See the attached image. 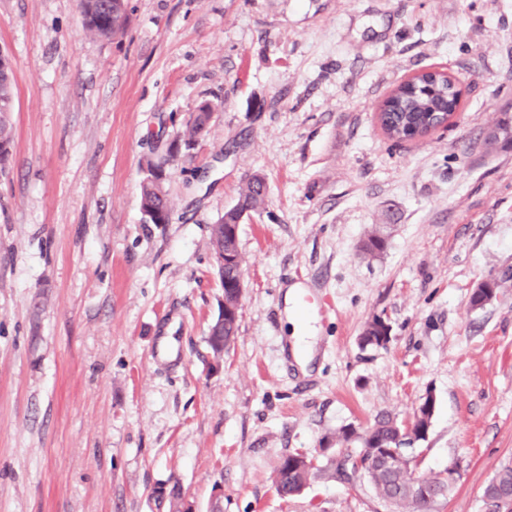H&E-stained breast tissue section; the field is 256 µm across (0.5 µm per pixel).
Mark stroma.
Returning <instances> with one entry per match:
<instances>
[{"instance_id": "35a3bbf8", "label": "stroma", "mask_w": 512, "mask_h": 512, "mask_svg": "<svg viewBox=\"0 0 512 512\" xmlns=\"http://www.w3.org/2000/svg\"><path fill=\"white\" fill-rule=\"evenodd\" d=\"M125 3L97 40L77 0H0V512H171L175 493L196 512H386L335 479L281 499L273 471L289 452L325 464L341 429L409 423L429 396L419 469L459 472L433 512H484L512 460V145L485 142L512 120V0ZM432 67L459 112L393 142L382 100ZM204 102L209 133L184 147ZM150 159L166 224L143 221ZM256 174L266 205L238 228L239 332L217 361L211 228ZM295 283L318 337L305 373ZM376 317L389 341L362 347ZM8 52L0 49V165L10 152V114L14 111V76Z\"/></svg>"}]
</instances>
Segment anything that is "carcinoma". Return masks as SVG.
<instances>
[{
	"label": "carcinoma",
	"mask_w": 512,
	"mask_h": 512,
	"mask_svg": "<svg viewBox=\"0 0 512 512\" xmlns=\"http://www.w3.org/2000/svg\"><path fill=\"white\" fill-rule=\"evenodd\" d=\"M85 32L92 38L109 39L125 23L123 0H79ZM448 79L442 72H423L412 84L398 85L389 102L380 107L379 122L392 140L403 142L413 135L428 133L431 127L444 119L448 112ZM14 111V76L8 52L0 49V165L10 152V114ZM212 108L203 103L188 127L184 144L189 146L206 135ZM163 165L148 161L141 185V209L145 222L167 224L172 207L163 189ZM266 184L262 177L253 176L242 190L234 208L225 212L212 225L213 256L224 255V268L217 274L224 279V299L239 307V299L229 284L242 276L244 258L238 248L235 226L244 213L260 210L264 205ZM389 341L388 327L376 318L363 331L362 342L383 347ZM434 411L432 397L420 405L412 426L405 427L389 413L378 415L372 427L363 435L348 427L336 435L339 443H360L355 456L360 464L350 459L330 458L323 465L299 453L281 457L274 478V487L282 498L300 494L314 479L328 474L342 482L366 484L388 512H430L442 500L448 499L456 484L457 469L447 468L428 476L416 472L412 456L385 457L386 448L407 449L413 442L425 438ZM512 498V462L500 466L484 490L486 512H512L500 506L498 500Z\"/></svg>",
	"instance_id": "cac0c4a2"
}]
</instances>
